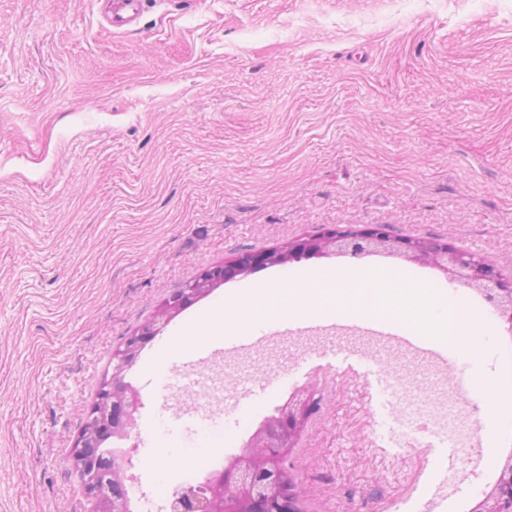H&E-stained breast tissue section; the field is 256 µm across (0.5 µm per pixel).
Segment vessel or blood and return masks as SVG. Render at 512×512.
I'll return each mask as SVG.
<instances>
[{"label": "vessel or blood", "instance_id": "1", "mask_svg": "<svg viewBox=\"0 0 512 512\" xmlns=\"http://www.w3.org/2000/svg\"><path fill=\"white\" fill-rule=\"evenodd\" d=\"M149 0H107L102 13L104 27L115 34L123 33L138 25ZM335 329L334 341L325 346L303 353L297 362L287 364L274 373L255 376L248 385L237 390L234 397L236 407L251 405L264 398L271 390L281 386L288 378L298 375H316L322 382H332L336 374L356 373L361 375L373 390V400L368 409L367 420L372 424L378 439L380 453L396 456L400 444L399 436L391 424L396 410L389 391V377L385 368L377 364L362 348L352 346L346 339L347 331L372 341L373 344L394 348L424 358L437 368L454 365L456 358L447 346L428 342L397 321L378 322L362 316L340 315L323 320L321 316L309 314L299 319H269L258 326L246 329L239 335L225 338L223 343L211 342L194 348L193 356L207 360L209 355L221 351L224 354L248 355L266 339H291L311 335L323 328ZM417 466L409 482L402 490L403 496L421 497L425 487L442 488L444 476L455 467V453L448 449L447 440L438 436L426 448L410 451Z\"/></svg>", "mask_w": 512, "mask_h": 512}]
</instances>
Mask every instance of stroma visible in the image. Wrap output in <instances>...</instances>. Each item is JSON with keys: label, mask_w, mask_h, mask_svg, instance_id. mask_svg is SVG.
<instances>
[{"label": "stroma", "mask_w": 512, "mask_h": 512, "mask_svg": "<svg viewBox=\"0 0 512 512\" xmlns=\"http://www.w3.org/2000/svg\"><path fill=\"white\" fill-rule=\"evenodd\" d=\"M101 2L0 0V512H94L73 453L127 337L170 336L225 295L350 264L270 266L166 311L243 254L383 225L512 282V0H163L124 34L102 27ZM358 266L451 289L497 327L481 439L500 449L457 452L435 508L477 512L512 455V320L427 264ZM155 351L128 382L149 378ZM149 380L126 469L148 512H169L186 474L224 469L277 403L239 412L195 456L201 428ZM329 398L290 456L303 512H397L371 449L337 456L346 425ZM166 437L187 462L160 479ZM353 483L368 503L346 498Z\"/></svg>", "instance_id": "obj_1"}]
</instances>
